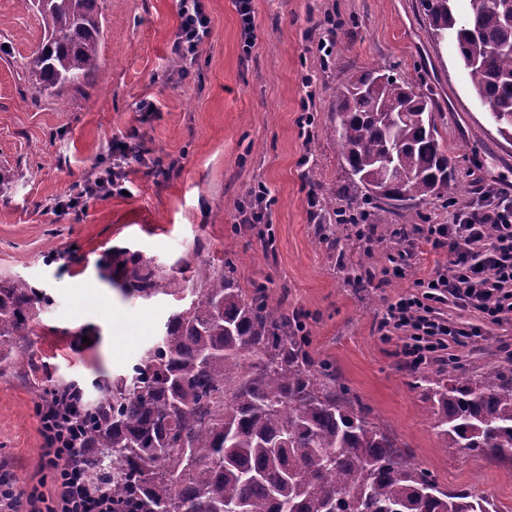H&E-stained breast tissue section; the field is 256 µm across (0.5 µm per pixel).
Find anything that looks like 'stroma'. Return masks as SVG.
<instances>
[{
    "instance_id": "1",
    "label": "stroma",
    "mask_w": 512,
    "mask_h": 512,
    "mask_svg": "<svg viewBox=\"0 0 512 512\" xmlns=\"http://www.w3.org/2000/svg\"><path fill=\"white\" fill-rule=\"evenodd\" d=\"M236 0H203L210 33L188 75L170 68L177 0H100V71L79 91L39 95L23 70L43 37L39 15L0 0V273L35 281L54 300L34 339L38 370L0 377V470L52 494L39 409L46 377L84 383L126 373L158 336L171 303L124 293L102 264L128 248L169 267L190 262L194 239L213 263H233L242 287L300 313L308 349L329 361L352 400L445 489L467 488L512 512V454L463 456L433 429L420 370L402 335H385L387 306L449 267L447 249L410 242L413 224H445L449 195L392 209L385 223L338 226L324 238L311 200L344 209L363 191L327 135L338 89L379 67L432 88L435 121L458 188L476 205L512 196V140L474 92L455 40L434 45L420 0H252L254 46L243 52ZM151 102L155 111H141ZM132 140L145 163L128 167L126 193L56 211L75 184L112 164ZM264 192L263 223L238 221L237 203ZM410 257L402 275L393 257ZM363 287H355L357 277ZM441 316L482 336L450 346L461 371L512 360V316L487 322L447 301Z\"/></svg>"
}]
</instances>
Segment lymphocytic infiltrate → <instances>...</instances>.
Here are the masks:
<instances>
[{
	"mask_svg": "<svg viewBox=\"0 0 512 512\" xmlns=\"http://www.w3.org/2000/svg\"><path fill=\"white\" fill-rule=\"evenodd\" d=\"M180 22L172 50L186 64H193L210 33V19L201 0H179ZM138 146L122 144L107 173L70 188L59 201L69 210L90 200L123 191L126 167L143 162ZM412 239L447 248L449 272L424 280V291L388 305L382 328L404 332L402 354L411 366L420 367L445 350L448 342L478 337L479 329L461 328L439 317L435 303L454 298L456 304L500 322L512 315V200L484 206L478 211H459L448 224L414 225ZM44 455L56 476L58 494L42 512H112L109 500L90 502L82 480L79 450L49 412L41 414Z\"/></svg>",
	"mask_w": 512,
	"mask_h": 512,
	"instance_id": "obj_1",
	"label": "lymphocytic infiltrate"
}]
</instances>
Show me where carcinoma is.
Returning a JSON list of instances; mask_svg holds the SVG:
<instances>
[{"mask_svg":"<svg viewBox=\"0 0 512 512\" xmlns=\"http://www.w3.org/2000/svg\"><path fill=\"white\" fill-rule=\"evenodd\" d=\"M420 0L431 38L456 39L476 95L512 139V0ZM42 19L24 69L36 91L78 90L99 70V0H19ZM433 91L382 70L347 81L329 137L355 183L385 193L379 211L423 202L455 181L433 115ZM122 286L177 302L131 372L44 390L76 416L92 491L116 512H497L493 500L448 491L410 461L379 423L336 389V371L306 350L302 324L240 286L233 265L201 262L190 277L127 249L110 254ZM52 299L0 276V376L34 368L31 337ZM434 429L467 455L512 453V370L425 380Z\"/></svg>","mask_w":512,"mask_h":512,"instance_id":"carcinoma-1","label":"carcinoma"}]
</instances>
